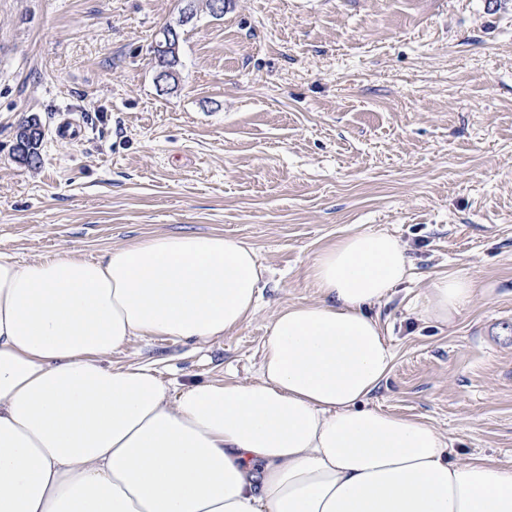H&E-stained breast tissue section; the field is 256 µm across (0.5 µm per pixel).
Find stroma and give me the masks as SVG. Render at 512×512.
<instances>
[{"mask_svg":"<svg viewBox=\"0 0 512 512\" xmlns=\"http://www.w3.org/2000/svg\"><path fill=\"white\" fill-rule=\"evenodd\" d=\"M180 0H0V253L92 259L158 233L253 248L258 312L207 343L131 342L178 390L257 375L273 310L316 300L326 246L385 231L409 281L371 308L395 358L370 406L459 457L512 463V0H228L199 7L180 83L153 47ZM38 117L42 163L11 154ZM485 288L450 329L411 314L429 278Z\"/></svg>","mask_w":512,"mask_h":512,"instance_id":"obj_1","label":"stroma"}]
</instances>
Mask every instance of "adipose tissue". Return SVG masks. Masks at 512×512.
I'll return each mask as SVG.
<instances>
[{"label":"adipose tissue","instance_id":"1","mask_svg":"<svg viewBox=\"0 0 512 512\" xmlns=\"http://www.w3.org/2000/svg\"><path fill=\"white\" fill-rule=\"evenodd\" d=\"M385 232L314 258L318 298L275 310L257 377L170 393L140 338L206 343L258 310L264 270L221 234H155L96 259L0 253V512H512V463L453 459L433 425L367 405L394 354L369 309L409 280ZM430 279L452 326L480 294Z\"/></svg>","mask_w":512,"mask_h":512}]
</instances>
